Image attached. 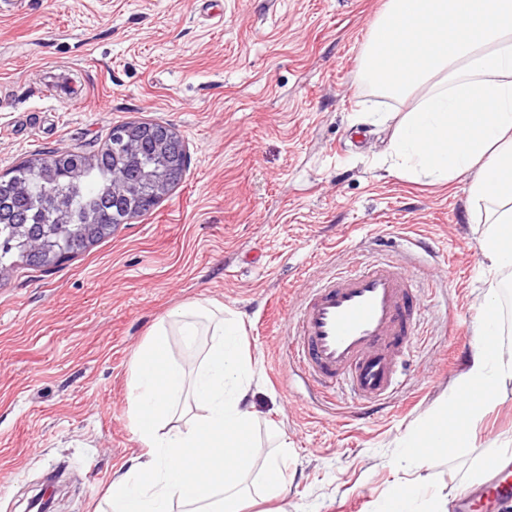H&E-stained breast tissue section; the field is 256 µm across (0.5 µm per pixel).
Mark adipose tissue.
Instances as JSON below:
<instances>
[{
    "label": "adipose tissue",
    "instance_id": "ef3b65f1",
    "mask_svg": "<svg viewBox=\"0 0 512 512\" xmlns=\"http://www.w3.org/2000/svg\"><path fill=\"white\" fill-rule=\"evenodd\" d=\"M362 76L380 95L415 106L398 119L387 147L394 174L445 185L469 176L468 194L483 210L482 255L491 276L512 270V0H386L365 47ZM494 320L448 395L465 421L494 406L512 378V349L490 344ZM206 337L193 370L176 352ZM253 363L237 317L195 302L157 319L129 369V414L144 453L116 475L102 512H245L247 482L260 474L269 499L288 491L287 437L259 455L248 438L256 417L247 407ZM469 445L445 416L405 436L404 462L420 464L428 448ZM379 512H447L429 490L397 484Z\"/></svg>",
    "mask_w": 512,
    "mask_h": 512
}]
</instances>
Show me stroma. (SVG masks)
<instances>
[{
    "label": "stroma",
    "mask_w": 512,
    "mask_h": 512,
    "mask_svg": "<svg viewBox=\"0 0 512 512\" xmlns=\"http://www.w3.org/2000/svg\"><path fill=\"white\" fill-rule=\"evenodd\" d=\"M385 0H23L0 12V176L50 151L96 154L117 124L159 122L184 141V180L148 214L55 268L0 277V512H23L59 471L56 512H97L142 447L129 366L156 320L212 300L237 313L254 360L256 443L292 447L285 498L247 512H378L395 483L487 512L472 485L484 448L512 445V379L469 426L470 448L411 470L390 461L464 371L495 292L512 348V274L490 290L467 181L396 176L405 112L362 78ZM420 287L421 324L398 386L376 410L348 385L324 401L297 375L291 315L306 287L375 260Z\"/></svg>",
    "instance_id": "35a3bbf8"
}]
</instances>
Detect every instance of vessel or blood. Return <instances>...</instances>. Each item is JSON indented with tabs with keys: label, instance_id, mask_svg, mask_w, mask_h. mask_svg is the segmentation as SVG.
I'll return each mask as SVG.
<instances>
[{
	"label": "vessel or blood",
	"instance_id": "b4317fda",
	"mask_svg": "<svg viewBox=\"0 0 512 512\" xmlns=\"http://www.w3.org/2000/svg\"><path fill=\"white\" fill-rule=\"evenodd\" d=\"M417 312L411 281L398 264L337 273L308 289L297 307L295 361L324 396L345 381L356 404L375 405L396 389Z\"/></svg>",
	"mask_w": 512,
	"mask_h": 512
}]
</instances>
